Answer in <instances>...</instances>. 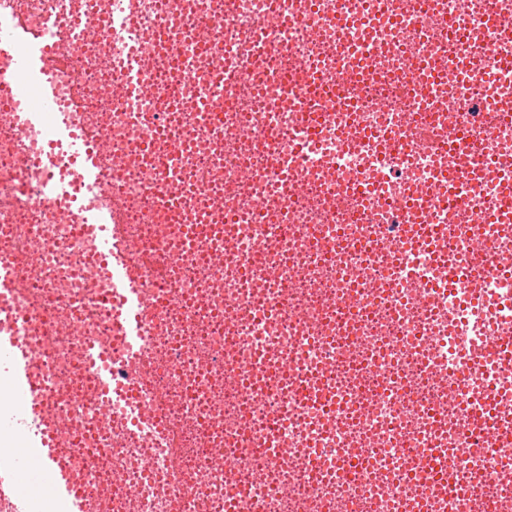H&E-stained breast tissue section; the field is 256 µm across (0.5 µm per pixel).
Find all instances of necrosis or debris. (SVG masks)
<instances>
[{"label":"necrosis or debris","mask_w":512,"mask_h":512,"mask_svg":"<svg viewBox=\"0 0 512 512\" xmlns=\"http://www.w3.org/2000/svg\"><path fill=\"white\" fill-rule=\"evenodd\" d=\"M347 2L349 18L337 26L332 0H313L314 25L302 32L270 26L269 17L293 20L304 0H125L135 19L128 42L154 46L152 92L131 106L118 98L112 41L68 39L58 28L65 18L107 14L114 0H0V18L67 41L53 65L60 109L47 125L21 127L0 98V251L19 264L7 298L25 315L23 342L38 357L42 418L69 434L61 457L90 512H403L412 492L417 512H484L490 498L512 512V481L455 485L439 476L464 462L487 466L461 450L468 406L495 384L499 364L474 336L467 294L449 285L447 271L470 246L466 225L492 208L500 172L485 165L476 188L439 192L437 165L413 137L421 130L449 146L452 169L472 162L453 150L457 128L512 148V68L477 91L436 83L426 108L407 73L422 52L461 71L465 55L484 45L486 16L512 0ZM208 13L223 16V50L197 23ZM447 14L458 17V31L443 24ZM340 38L351 53L327 61L329 42ZM280 41L288 53L271 51ZM181 56L192 65L177 93L169 67ZM308 60L346 74L336 96L354 129L372 132L385 120L404 130L407 163L386 166L372 139L342 151L329 129L312 157L276 167ZM215 101L219 126L204 109ZM65 111L110 138L100 199L122 197L133 274L156 308L136 361L112 331L105 277L86 274L94 230L79 210L59 217L36 191L47 176L73 179L76 171L24 168ZM142 112L159 131L147 152L136 143ZM173 128L189 139L177 154L185 193L149 218L143 195L161 171L148 156L167 154ZM21 170L26 179L13 180ZM405 222L442 224L447 233L403 242L396 227ZM311 227L320 230L316 251L305 239ZM166 251L181 261L162 274L151 260ZM29 257L36 267L26 266ZM487 307L491 328L512 334V272L490 283ZM91 341L167 423V446L135 431L120 400L111 428H97L100 395L82 358ZM463 353L480 360V374L460 361ZM309 381L335 408L305 403ZM259 435L267 450L256 448ZM347 469L357 478L342 481Z\"/></svg>","instance_id":"obj_1"}]
</instances>
